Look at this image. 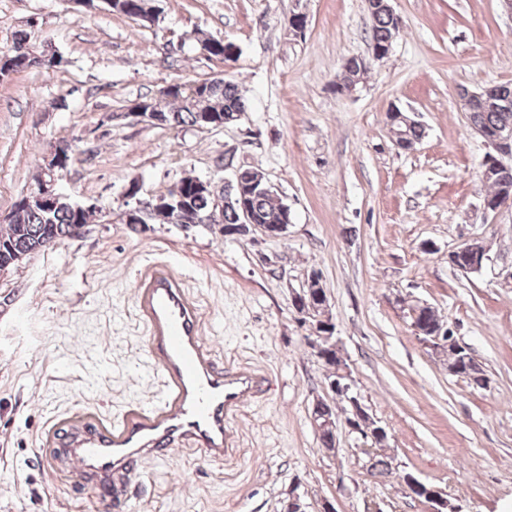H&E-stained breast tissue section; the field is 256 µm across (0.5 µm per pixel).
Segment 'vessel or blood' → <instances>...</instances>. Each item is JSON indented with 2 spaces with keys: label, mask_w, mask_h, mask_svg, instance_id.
Listing matches in <instances>:
<instances>
[{
  "label": "vessel or blood",
  "mask_w": 512,
  "mask_h": 512,
  "mask_svg": "<svg viewBox=\"0 0 512 512\" xmlns=\"http://www.w3.org/2000/svg\"><path fill=\"white\" fill-rule=\"evenodd\" d=\"M133 303L146 335L145 355L158 373L154 402H126L107 415L77 408L49 417L38 438V458L57 480L105 489L106 512L130 496L140 467L191 450L214 462L235 455L233 424L262 398L269 381L243 364L219 365L206 345L203 315L172 263L140 267Z\"/></svg>",
  "instance_id": "1"
}]
</instances>
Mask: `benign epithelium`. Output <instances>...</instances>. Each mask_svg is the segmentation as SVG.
I'll return each mask as SVG.
<instances>
[{
  "mask_svg": "<svg viewBox=\"0 0 512 512\" xmlns=\"http://www.w3.org/2000/svg\"><path fill=\"white\" fill-rule=\"evenodd\" d=\"M391 51V44L383 46L370 45L369 57L357 56L347 60L336 80L338 90L351 94L356 91L359 84L365 80V74L369 70L370 61H379L386 58ZM506 96L505 88L496 85L486 88L480 92H471L467 89L460 91V98L463 108L471 109L478 102H491L499 97ZM198 117L204 128H222L233 124L241 119L240 112H226L217 114L215 112H200ZM478 135L484 142L491 146L494 153L485 157L482 163V179L488 182L494 176L509 167L507 160H512V128L505 127L492 134L482 131ZM65 158L59 150L58 145H53L47 157L46 163L50 168V179L44 181L41 191L33 196H24L18 201V207L30 208L40 206L42 208H54L58 206L61 199L66 195L57 190V182L61 178L59 170L64 165ZM211 182L198 184V189L203 194L211 196L213 206L222 210L226 206H237L240 210V222L232 224L224 230L226 236H245L250 232L254 222L246 204L247 194L253 192L271 193L273 186L265 176L258 173L254 176L245 170H237L233 177L224 182V193L219 195L210 190ZM140 191V185L133 183L125 190V197L134 200V206L124 211V223L132 227L142 226L140 215L143 208V201L136 198ZM184 200V186L177 183L172 186L169 192L156 197V205L170 209L178 207ZM291 224L290 211H285V218L281 224H261L259 228L269 237L279 238L286 234L288 225ZM458 251H467L470 254V266L464 270L466 274L481 273L487 262L491 261L489 248H481L478 245V238L467 237L456 247ZM319 294L312 281H307L305 287L293 291L292 302L295 311L299 315L300 323L308 330L305 336L307 346L318 361L324 362L327 359L336 358V379L329 382V388L339 398H344L352 408L353 418L345 420V424L353 431L371 439L373 442L388 439L386 429L378 425L367 411L360 397L355 394V382L351 369L344 356L343 350L338 342L331 340L334 332L332 322L327 314L323 313V307L318 304ZM423 343L433 350L440 348L456 347V337L451 330L435 331L427 336L421 337ZM313 418L319 433L336 436V412L335 409L319 399L313 409ZM425 500L431 504V512H443L447 507L448 500L442 490L431 487L425 494Z\"/></svg>",
  "mask_w": 512,
  "mask_h": 512,
  "instance_id": "1",
  "label": "benign epithelium"
}]
</instances>
